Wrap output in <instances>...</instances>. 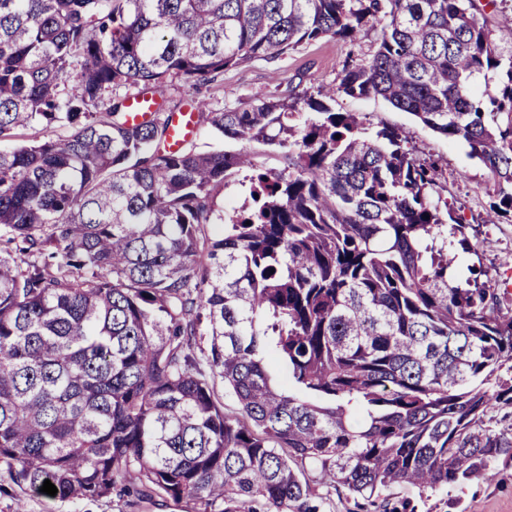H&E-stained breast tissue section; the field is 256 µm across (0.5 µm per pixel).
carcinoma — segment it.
I'll return each instance as SVG.
<instances>
[{
	"label": "carcinoma",
	"instance_id": "obj_1",
	"mask_svg": "<svg viewBox=\"0 0 512 512\" xmlns=\"http://www.w3.org/2000/svg\"><path fill=\"white\" fill-rule=\"evenodd\" d=\"M477 11L476 0H0V140L70 128L0 152V492L48 479L61 502L118 488L130 508L162 497L193 512H318L299 462L367 499L397 484L462 489L512 462L508 298L482 268L464 287L449 279L477 247L433 198L438 163L405 131L369 133L329 106L380 96L463 140L493 183L490 212L512 222V57L500 53L512 29L494 36ZM378 25L371 60L343 64L332 86L201 105L198 123L239 149H165L168 79L211 82ZM495 72L486 100L477 85ZM126 85L143 87L148 118L105 99ZM240 174L247 203L218 207ZM70 132L69 127L65 125H57L51 133L46 132L41 125H34L26 129L18 130L16 137L0 141V151H12L21 144H31L42 140L48 134L54 137H64Z\"/></svg>",
	"mask_w": 512,
	"mask_h": 512
}]
</instances>
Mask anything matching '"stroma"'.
Returning a JSON list of instances; mask_svg holds the SVG:
<instances>
[{"instance_id":"obj_1","label":"stroma","mask_w":512,"mask_h":512,"mask_svg":"<svg viewBox=\"0 0 512 512\" xmlns=\"http://www.w3.org/2000/svg\"><path fill=\"white\" fill-rule=\"evenodd\" d=\"M379 37L380 31L375 28L354 44L332 38L304 43L282 57L255 59L225 70L222 77L207 84L176 78L165 89L168 106L176 112L189 102L201 101L211 109L244 108L260 93L311 94L318 86L335 83L336 74L345 62H368ZM331 106L338 112L360 115L371 130L387 126L409 132L410 145L418 155L439 161L444 178L437 192L448 200L457 220L472 225L479 250L478 255H464L457 264V282L466 281L469 265L478 263L491 271L505 258L512 257V224L497 223L490 217L487 171L470 157L464 141L433 132L413 115L380 97L340 94ZM299 469L303 478L317 487L322 512H382L376 504L350 494L342 486L321 483L318 471L310 464H300ZM388 497L394 503L410 502L415 512H512V464H499L488 479L472 482L461 490L423 496L414 489L397 485L389 490ZM0 512H182V509L160 499L129 509L116 496L62 503L31 493L19 498L0 493Z\"/></svg>"}]
</instances>
